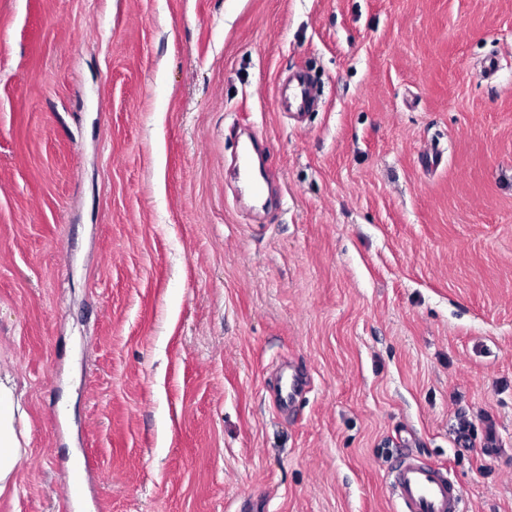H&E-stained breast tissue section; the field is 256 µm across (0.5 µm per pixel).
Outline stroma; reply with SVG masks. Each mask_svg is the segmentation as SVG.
<instances>
[{"mask_svg": "<svg viewBox=\"0 0 512 512\" xmlns=\"http://www.w3.org/2000/svg\"><path fill=\"white\" fill-rule=\"evenodd\" d=\"M0 390V512H512V0H0ZM312 82L308 75L297 74L288 84H279L276 105L280 110L302 112L312 104ZM2 394L0 392V494L4 492L14 479V473L21 459L24 448H19L17 441L11 443L5 434L4 423L8 416L3 405ZM399 512H462L463 492L442 467L407 454L393 475Z\"/></svg>", "mask_w": 512, "mask_h": 512, "instance_id": "obj_1", "label": "stroma"}]
</instances>
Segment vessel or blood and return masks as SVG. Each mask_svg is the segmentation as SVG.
Masks as SVG:
<instances>
[{"instance_id": "b4317fda", "label": "vessel or blood", "mask_w": 512, "mask_h": 512, "mask_svg": "<svg viewBox=\"0 0 512 512\" xmlns=\"http://www.w3.org/2000/svg\"><path fill=\"white\" fill-rule=\"evenodd\" d=\"M312 104V82L308 75H296L288 85L278 86L276 105L286 111L302 112ZM393 491L399 512H462L463 492L447 470L408 454L397 464Z\"/></svg>"}]
</instances>
